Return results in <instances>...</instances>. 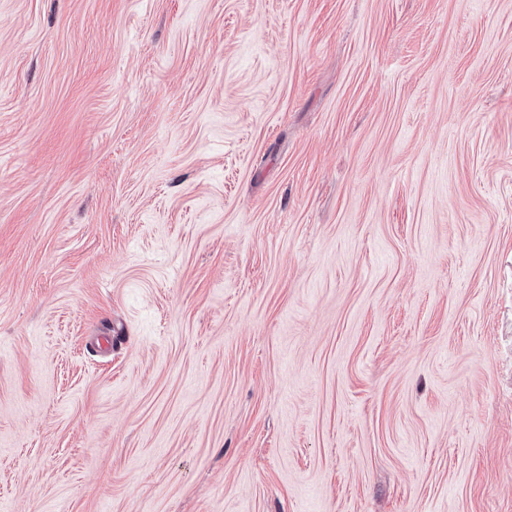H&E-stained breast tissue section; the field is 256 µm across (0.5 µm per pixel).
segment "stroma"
I'll return each instance as SVG.
<instances>
[{
  "label": "stroma",
  "mask_w": 512,
  "mask_h": 512,
  "mask_svg": "<svg viewBox=\"0 0 512 512\" xmlns=\"http://www.w3.org/2000/svg\"><path fill=\"white\" fill-rule=\"evenodd\" d=\"M0 512H512V0H0Z\"/></svg>",
  "instance_id": "1"
}]
</instances>
